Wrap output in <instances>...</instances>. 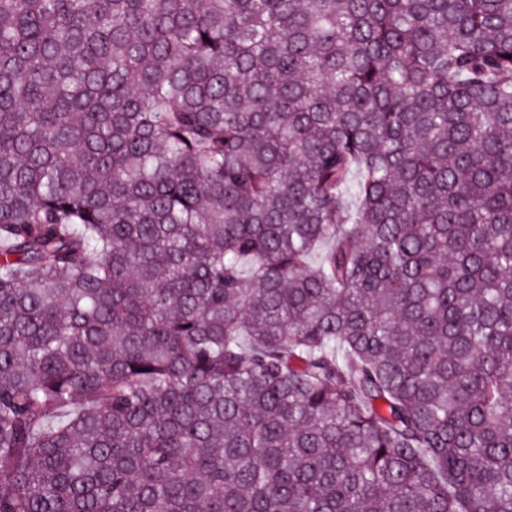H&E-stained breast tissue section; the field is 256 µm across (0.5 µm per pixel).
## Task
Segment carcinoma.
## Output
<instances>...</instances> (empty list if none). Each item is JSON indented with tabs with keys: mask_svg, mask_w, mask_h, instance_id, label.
<instances>
[{
	"mask_svg": "<svg viewBox=\"0 0 512 512\" xmlns=\"http://www.w3.org/2000/svg\"><path fill=\"white\" fill-rule=\"evenodd\" d=\"M0 512H512V0H0Z\"/></svg>",
	"mask_w": 512,
	"mask_h": 512,
	"instance_id": "obj_1",
	"label": "carcinoma"
}]
</instances>
